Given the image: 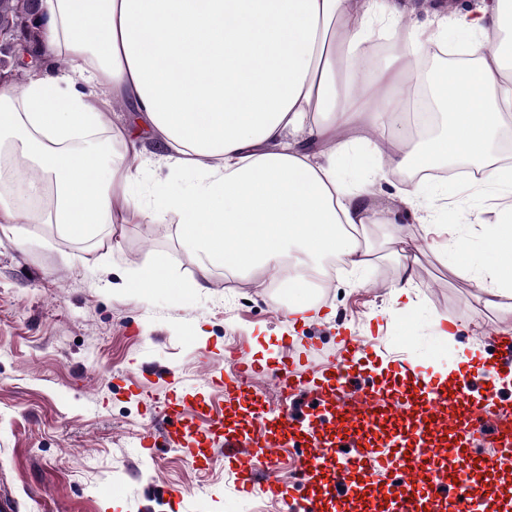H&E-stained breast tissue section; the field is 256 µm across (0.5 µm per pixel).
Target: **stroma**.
<instances>
[{
  "mask_svg": "<svg viewBox=\"0 0 512 512\" xmlns=\"http://www.w3.org/2000/svg\"><path fill=\"white\" fill-rule=\"evenodd\" d=\"M352 152L357 161L346 179L374 183L397 204L408 177L379 179L370 146L361 142ZM189 181L152 155L133 186L141 213L132 223L82 241L61 238L48 224L0 230V487L19 512H287L265 496L240 497L222 452L201 470L176 449L151 459L141 446L143 434L160 426L150 405L173 390L223 399L214 380L236 347L264 364L288 352L298 370L310 371L335 361L346 338L370 337L375 353L358 373L359 386L368 387L395 379L404 359L430 373L479 346L496 361L494 338L512 335V308L484 304L442 257L453 234L479 260L494 262L482 249L496 219L491 211L481 224L448 216L440 227L403 225L419 251L414 287L397 304L388 287L402 256L384 224L359 228L373 261L356 277L339 270L318 297L314 320L282 313L271 289L253 287V273L228 277L220 267L210 288L178 301L168 288L135 298L116 292L115 283L158 254L180 285L197 278L174 225L155 223L152 204ZM445 318L457 324L448 341L436 326Z\"/></svg>",
  "mask_w": 512,
  "mask_h": 512,
  "instance_id": "obj_1",
  "label": "stroma"
}]
</instances>
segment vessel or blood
Instances as JSON below:
<instances>
[{
  "label": "vessel or blood",
  "instance_id": "obj_1",
  "mask_svg": "<svg viewBox=\"0 0 512 512\" xmlns=\"http://www.w3.org/2000/svg\"><path fill=\"white\" fill-rule=\"evenodd\" d=\"M366 356L363 340L353 338L336 363L307 382L298 375L294 360L282 357L272 373L281 402H288L309 385L315 387L319 403L331 415L328 424L305 425L285 410L267 416L250 385L253 376L264 373V366L245 352L231 353L228 361L233 374L224 389L231 406L246 409L252 422L225 426L223 414L212 413L208 402L173 393L158 408L160 428L147 433L142 446L153 457L164 448L180 449L200 469L210 465L215 448H223L224 461L234 473L239 492L248 495L259 489L283 501L291 492L290 485L270 479L261 484L257 475L271 467L274 449L293 447L303 478L323 477L330 488L332 512H345V484L396 472L401 479L387 490L386 512H421L432 487L450 480L455 483L459 512H497L467 476L475 468L497 467L496 460L474 458L469 450L473 435L488 429V409L497 397L495 368L485 369L487 390L478 402L470 399L467 380H459L449 391L419 372L406 392L382 387L352 391L351 379ZM449 428L455 437L451 449L441 443ZM380 429L390 438V450L376 456L369 445ZM348 441L357 443L358 449L346 459L340 448Z\"/></svg>",
  "mask_w": 512,
  "mask_h": 512
}]
</instances>
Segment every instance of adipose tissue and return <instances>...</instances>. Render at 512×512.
<instances>
[{
	"label": "adipose tissue",
	"instance_id": "ef3b65f1",
	"mask_svg": "<svg viewBox=\"0 0 512 512\" xmlns=\"http://www.w3.org/2000/svg\"><path fill=\"white\" fill-rule=\"evenodd\" d=\"M43 0L38 62L23 89L0 84V164L37 167L45 207L23 205L20 176L0 186V225L50 224L64 238L95 237L141 207L129 187L136 159L164 146V164L194 173L185 190L161 195L160 220L174 224L209 287L211 270L287 272L299 287L326 257L361 269L366 249L353 230L400 224L418 197L447 202L420 183L402 210L373 185L350 186L340 163L344 133L361 125L383 178L448 159L473 163L472 203L458 219L482 223L494 201L499 222L483 238L499 257L477 264L450 237L443 256L493 298L512 297V169L490 158L494 133L512 111V0H479L447 14L441 0ZM394 41L395 63L363 64L375 28ZM444 43L474 64L445 72L436 107L441 135L413 142L403 120L412 64L423 45ZM132 103L136 126L116 122L112 103ZM157 255L118 284L136 296L168 278Z\"/></svg>",
	"mask_w": 512,
	"mask_h": 512
}]
</instances>
